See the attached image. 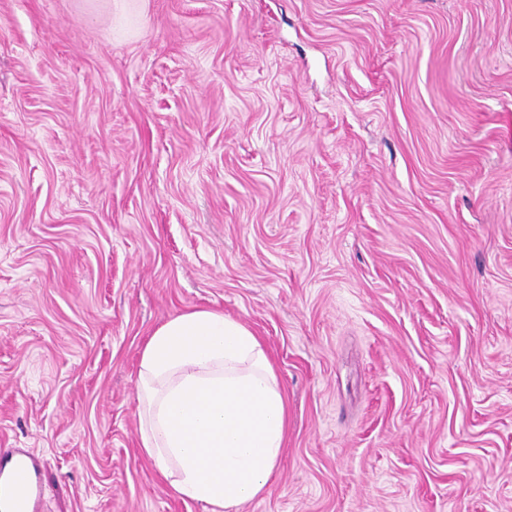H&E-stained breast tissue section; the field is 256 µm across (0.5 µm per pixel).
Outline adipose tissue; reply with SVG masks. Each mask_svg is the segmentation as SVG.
Here are the masks:
<instances>
[{"mask_svg":"<svg viewBox=\"0 0 512 512\" xmlns=\"http://www.w3.org/2000/svg\"><path fill=\"white\" fill-rule=\"evenodd\" d=\"M141 450L183 498L228 512L267 488L288 413L263 345L211 309L159 326L140 359Z\"/></svg>","mask_w":512,"mask_h":512,"instance_id":"1","label":"adipose tissue"}]
</instances>
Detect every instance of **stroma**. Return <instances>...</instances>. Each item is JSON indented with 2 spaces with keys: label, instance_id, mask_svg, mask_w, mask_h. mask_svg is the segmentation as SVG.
<instances>
[{
  "label": "stroma",
  "instance_id": "obj_1",
  "mask_svg": "<svg viewBox=\"0 0 512 512\" xmlns=\"http://www.w3.org/2000/svg\"><path fill=\"white\" fill-rule=\"evenodd\" d=\"M206 308L288 408L234 512H512V0H0V461L212 512L140 448Z\"/></svg>",
  "mask_w": 512,
  "mask_h": 512
}]
</instances>
